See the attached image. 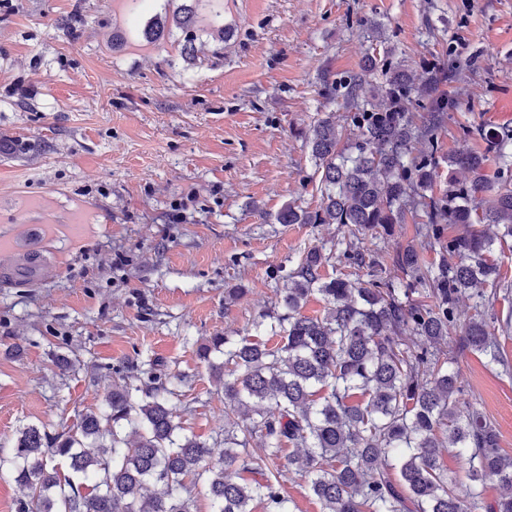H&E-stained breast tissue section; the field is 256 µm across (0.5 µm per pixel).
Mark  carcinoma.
Instances as JSON below:
<instances>
[{
	"mask_svg": "<svg viewBox=\"0 0 512 512\" xmlns=\"http://www.w3.org/2000/svg\"><path fill=\"white\" fill-rule=\"evenodd\" d=\"M215 2L188 0L173 12L185 34L184 61L195 58V31H206L203 11L221 17ZM170 35L158 17L143 33L149 44ZM375 74L372 99H359L362 81ZM449 76L450 68L430 64L418 82L389 55L368 53L360 72L339 83L362 138L343 142L334 112L309 130L321 205L308 211L290 202L276 221L339 224L352 238L334 251L305 250L274 309L254 323L256 334L212 336L198 347L222 384L224 404L242 419L214 441L224 444L219 455L184 433L162 364L151 360L141 370L131 360L107 391L106 409L83 414L76 431L29 425L18 431L12 453L0 454V471L21 491L18 512H198V486L211 512H252L256 499L266 512H291L282 494L291 473L309 479L322 512H512V456L490 419L457 407L450 356L453 344L483 355L490 367L508 363L484 315L460 325L457 304L470 298L481 310L498 301L497 290L487 288L499 277L488 255L495 243L512 240V134L490 131L487 150L449 155L445 188L428 194L436 164L430 154L412 157V145L433 143L450 106L437 96ZM413 104L426 110L419 124L409 117ZM489 152L500 165L494 186L483 174ZM458 170L472 178L458 180ZM419 209L427 222L417 232L439 247L438 266L410 245L392 254L357 249L353 237L389 236ZM446 224L457 234L444 237ZM333 258L368 268L371 279L323 276ZM389 261L402 278L384 277ZM420 291L426 300L413 299ZM313 295L326 301L319 318L301 312ZM265 334L279 341L271 347ZM449 451L461 456L463 475L451 476L441 464ZM59 458L70 474L60 471ZM488 474L502 487L491 505L477 491Z\"/></svg>",
	"mask_w": 512,
	"mask_h": 512,
	"instance_id": "cac0c4a2",
	"label": "carcinoma"
}]
</instances>
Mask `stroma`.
Listing matches in <instances>:
<instances>
[{"label": "stroma", "instance_id": "35a3bbf8", "mask_svg": "<svg viewBox=\"0 0 512 512\" xmlns=\"http://www.w3.org/2000/svg\"><path fill=\"white\" fill-rule=\"evenodd\" d=\"M166 0H0V450L29 425L69 431L101 408L114 368L157 360L178 375L188 433L213 443L232 419L197 348L240 338L276 302L312 246L348 236L335 224H280L289 202L319 207L308 132L348 106L338 80L374 47L371 23L415 75L455 62L453 105L433 147L446 159L512 133V0H224L228 39L199 35L193 63L174 33L145 42ZM68 17L72 30L61 28ZM125 44L113 48V36ZM423 214L361 250L414 246ZM35 246L41 264L13 272ZM499 300L487 320L512 362V241L495 245ZM244 286L232 299L229 288ZM72 363L63 372L53 354ZM458 402L490 418L512 455V372L453 354Z\"/></svg>", "mask_w": 512, "mask_h": 512}]
</instances>
